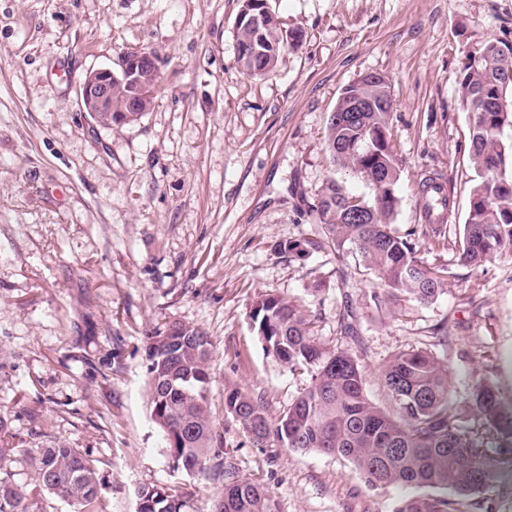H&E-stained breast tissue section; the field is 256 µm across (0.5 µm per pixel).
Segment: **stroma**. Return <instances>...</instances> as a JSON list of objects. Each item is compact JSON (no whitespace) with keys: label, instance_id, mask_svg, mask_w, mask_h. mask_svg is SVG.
Wrapping results in <instances>:
<instances>
[{"label":"stroma","instance_id":"stroma-1","mask_svg":"<svg viewBox=\"0 0 512 512\" xmlns=\"http://www.w3.org/2000/svg\"><path fill=\"white\" fill-rule=\"evenodd\" d=\"M271 5L304 40L259 79L236 58L241 0H0V421L17 441L0 480L30 491V512H74L35 488L28 453L56 442L91 459L101 512H135L137 490L153 485L186 495L185 512H211L222 479L170 466L147 402L144 340L173 320L211 339L215 428L279 512H393L417 495L368 486L341 459L255 446L225 411L237 389L278 417L308 383L267 355L250 324L268 293L299 305L322 343L361 358L377 405L391 355L424 348L447 367L465 426L480 423L467 408L480 381L512 411V254L474 268L454 247L476 177L460 108L464 56L512 41V0ZM136 51L158 59L152 107L134 124L99 126L79 86ZM368 72L391 86L392 227L414 232L419 257L447 268L445 293L427 305L376 296L358 255L279 249L316 238L307 204L326 178L372 199L326 147L338 98ZM432 174L452 200L442 224L422 217L418 184ZM348 307L353 336L338 324ZM494 456V481L464 512H512V440Z\"/></svg>","mask_w":512,"mask_h":512}]
</instances>
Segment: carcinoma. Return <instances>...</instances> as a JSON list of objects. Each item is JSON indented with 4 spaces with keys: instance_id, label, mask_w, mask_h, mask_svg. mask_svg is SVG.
Wrapping results in <instances>:
<instances>
[{
    "instance_id": "cac0c4a2",
    "label": "carcinoma",
    "mask_w": 512,
    "mask_h": 512,
    "mask_svg": "<svg viewBox=\"0 0 512 512\" xmlns=\"http://www.w3.org/2000/svg\"><path fill=\"white\" fill-rule=\"evenodd\" d=\"M282 28L274 9L252 37L236 24V53L252 55L245 64L247 75H269L285 52L299 48ZM507 48L508 42L495 39L468 51L460 76V104L469 113V154L477 179L455 246L460 261L475 267L512 252V140L503 138L504 130L512 129V62L503 63ZM345 91L385 103L374 112L352 114L344 124L336 122L333 112L327 128L333 162L359 175L373 189V200L350 195L335 178L326 179L308 205L321 238L288 241L280 249L299 258L325 247L342 257L355 253L374 271L383 296L427 305L444 292L445 273L418 257L413 233L400 235L391 227L399 173L391 146L389 85L354 82ZM134 93V82H112V124L129 125L143 116L121 111ZM419 188L425 219L444 222L450 194L443 183L430 177ZM249 318L266 353L291 371L307 373L309 381L275 422L262 399L228 392L225 409L244 433L296 452L344 459L372 487L449 488L455 495L414 496L394 512H461L464 501L493 481L496 461L486 446L496 436L512 435V414L503 412L490 385H474L471 407L482 425L467 430L448 405V369L424 349L398 351L379 374L387 398L382 408L366 393L367 375L357 355L321 343L312 321L294 302L266 294L253 304ZM211 353L208 336L181 321L146 337L149 408L164 435L169 461L195 474L205 471L207 459L218 460L224 491L212 512H278L268 488L240 478L213 428L206 396ZM8 437L0 421V469L15 450ZM30 461L39 489L68 501L77 512H97L99 480L81 450L59 444L39 450ZM136 498V512H183L185 507L182 495L157 485L140 488ZM26 500L25 491L0 481V512H29Z\"/></svg>"
}]
</instances>
